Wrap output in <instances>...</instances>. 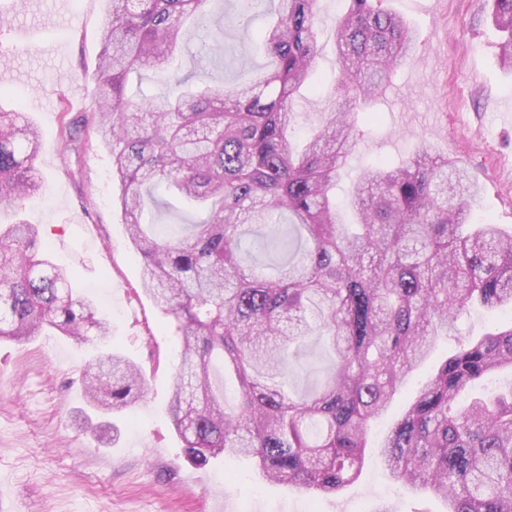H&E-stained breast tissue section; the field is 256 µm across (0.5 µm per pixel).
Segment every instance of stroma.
<instances>
[{"instance_id": "1", "label": "stroma", "mask_w": 512, "mask_h": 512, "mask_svg": "<svg viewBox=\"0 0 512 512\" xmlns=\"http://www.w3.org/2000/svg\"><path fill=\"white\" fill-rule=\"evenodd\" d=\"M418 31L416 50L394 72L336 188L344 198L369 162L393 163L425 139L464 164L481 193L474 220L512 228V70L499 62L502 34L492 0H390ZM255 0L252 27L237 0H208L209 22L192 31L181 68L233 86L266 68L254 40L269 18ZM104 0H0V109L23 111L42 132L36 165L44 182L21 213L38 225L44 250L112 323V348L142 368L146 394L112 415L87 406L82 369L91 343L38 336L0 341V512H443L431 495L395 483L377 458L340 492L314 496L267 480L247 459L189 457L166 414L178 347L173 320L140 289V261L114 206L112 156L93 136H59L63 118L91 114ZM335 80L334 47L322 35L301 124H319L323 89ZM439 339L408 378L389 414L374 422L379 443L416 386L450 353ZM332 363L312 341L294 359L290 386L304 391Z\"/></svg>"}]
</instances>
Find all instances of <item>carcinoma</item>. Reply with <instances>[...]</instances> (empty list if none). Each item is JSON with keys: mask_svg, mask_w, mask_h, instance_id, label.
Instances as JSON below:
<instances>
[{"mask_svg": "<svg viewBox=\"0 0 512 512\" xmlns=\"http://www.w3.org/2000/svg\"><path fill=\"white\" fill-rule=\"evenodd\" d=\"M92 115L141 286L173 317L178 337L170 421L190 457L248 456L280 484L331 495L354 483L369 429L407 378L470 306H512V230L474 224L479 186L464 166L421 142L399 166L377 160L347 193L355 223L333 200L370 106L415 41L388 0H343L333 27L337 108L302 142L293 101L308 85L323 22L317 0H276L259 40L272 69L232 89L171 67L208 0H108ZM512 68V0H493ZM168 86L161 102L129 92L132 74ZM41 136L21 112L0 111V210L37 194ZM162 188L200 213L182 232L154 234L146 200ZM267 275L246 273L245 228ZM32 224H0V338L53 329L80 342L112 326L41 251ZM334 362L306 393L288 388L289 351L312 332ZM224 360L238 400L211 381ZM512 370V326L455 346L387 430L377 454L395 480L443 498L447 512H512V388L474 394ZM88 405L123 411L143 397L140 367L103 349L87 364Z\"/></svg>", "mask_w": 512, "mask_h": 512, "instance_id": "1", "label": "carcinoma"}]
</instances>
